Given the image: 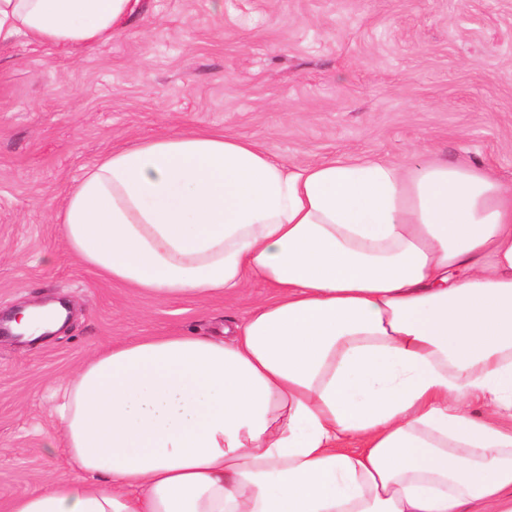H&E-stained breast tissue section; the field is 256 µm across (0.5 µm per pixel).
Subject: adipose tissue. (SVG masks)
<instances>
[{"instance_id":"obj_1","label":"adipose tissue","mask_w":512,"mask_h":512,"mask_svg":"<svg viewBox=\"0 0 512 512\" xmlns=\"http://www.w3.org/2000/svg\"><path fill=\"white\" fill-rule=\"evenodd\" d=\"M131 10L0 0V45L104 43ZM56 220L157 300L271 294L223 335L115 343L62 380L71 477L8 512H512V186L488 170L287 164L194 130L112 150Z\"/></svg>"}]
</instances>
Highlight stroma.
I'll list each match as a JSON object with an SVG mask.
<instances>
[{"label": "stroma", "mask_w": 512, "mask_h": 512, "mask_svg": "<svg viewBox=\"0 0 512 512\" xmlns=\"http://www.w3.org/2000/svg\"><path fill=\"white\" fill-rule=\"evenodd\" d=\"M138 0L110 41L0 46V313L66 300L51 338L0 337V512L69 478L50 384L115 341L240 323L269 290L165 302L69 251L55 220L112 149L219 131L271 158L467 162L512 184V0Z\"/></svg>", "instance_id": "1"}]
</instances>
